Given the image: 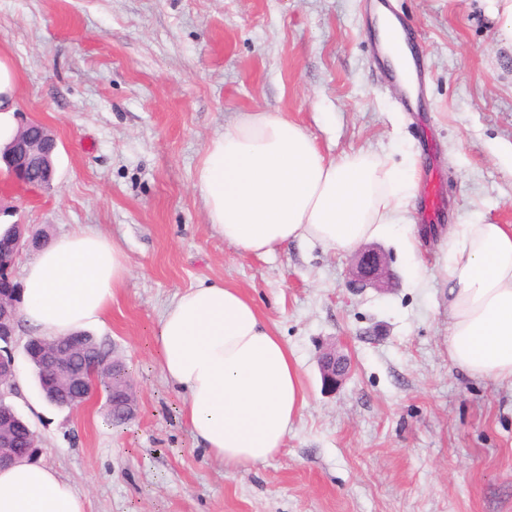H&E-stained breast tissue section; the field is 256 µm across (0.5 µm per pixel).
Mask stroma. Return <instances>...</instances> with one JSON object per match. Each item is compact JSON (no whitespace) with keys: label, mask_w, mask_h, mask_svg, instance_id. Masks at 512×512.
<instances>
[{"label":"stroma","mask_w":512,"mask_h":512,"mask_svg":"<svg viewBox=\"0 0 512 512\" xmlns=\"http://www.w3.org/2000/svg\"><path fill=\"white\" fill-rule=\"evenodd\" d=\"M414 37L423 112L379 76L374 0H0V55L19 73V111L59 141L51 187L0 181V224L55 239L79 227L124 251L125 286L90 333L125 362L137 412L106 423L105 395L79 408L42 396L14 346L41 463L86 512H512V386L448 359L438 237L452 224H512V49L485 0H383ZM279 112L329 157L416 153L445 221L423 232L412 274L379 241L389 287L351 285L352 256L293 243L265 257L225 243L194 189L216 135L242 113ZM241 288L299 362L307 404L266 463L225 468L192 435L154 336L176 294ZM351 372L323 389L327 346Z\"/></svg>","instance_id":"1"}]
</instances>
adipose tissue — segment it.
Returning a JSON list of instances; mask_svg holds the SVG:
<instances>
[{
    "label": "adipose tissue",
    "mask_w": 512,
    "mask_h": 512,
    "mask_svg": "<svg viewBox=\"0 0 512 512\" xmlns=\"http://www.w3.org/2000/svg\"><path fill=\"white\" fill-rule=\"evenodd\" d=\"M18 78L0 56V146L17 133ZM194 189L225 241L263 257L292 241L338 252L385 236L414 254L408 217L415 162L370 151L326 157L299 124L277 112H245L206 147ZM448 288V356L473 377L512 384V224H455L440 247ZM129 274L123 250L79 228L23 267L20 314L55 339L100 324ZM165 377L185 395L193 436L225 467L278 454L306 404L293 352L240 289L202 283L177 294L155 336ZM0 512H85L53 469H0Z\"/></svg>",
    "instance_id": "1"
}]
</instances>
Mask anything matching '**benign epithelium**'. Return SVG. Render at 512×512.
I'll return each instance as SVG.
<instances>
[{"label":"benign epithelium","mask_w":512,"mask_h":512,"mask_svg":"<svg viewBox=\"0 0 512 512\" xmlns=\"http://www.w3.org/2000/svg\"><path fill=\"white\" fill-rule=\"evenodd\" d=\"M58 151V140L48 127L31 121L20 128L13 141L0 150V165L15 183H28L34 179L36 185H48L55 174L54 156ZM46 239L26 224L15 225V234L7 248L0 250V403L6 404V397L15 394L16 367L12 344L21 329L18 307L12 288L16 287L15 272L19 261L29 252L41 249ZM357 280L364 285H376L388 274L381 252L368 249L355 257L353 271ZM79 343L63 338L44 346L43 364L52 376L54 389L69 394L72 406L83 405L93 394L94 379L84 368L74 363L72 351ZM350 367L348 358L339 355L333 348L327 349L320 358L323 386L336 388L347 375ZM8 425L0 423V461L20 462L36 459L41 448L37 438H32L28 451L22 456L5 454L8 442Z\"/></svg>","instance_id":"1"}]
</instances>
